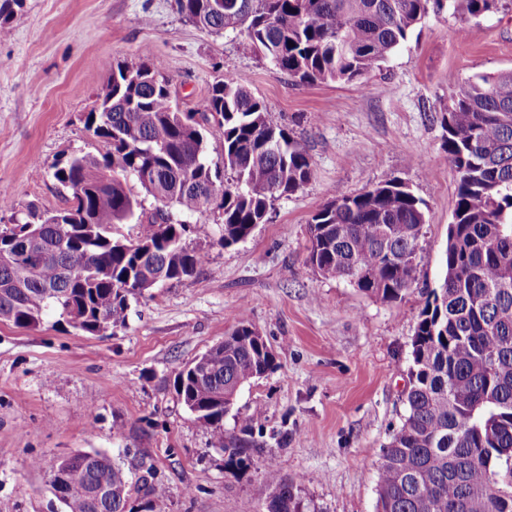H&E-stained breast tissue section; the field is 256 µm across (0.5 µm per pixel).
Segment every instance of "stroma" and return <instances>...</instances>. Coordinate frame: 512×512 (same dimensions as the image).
Returning <instances> with one entry per match:
<instances>
[{
  "mask_svg": "<svg viewBox=\"0 0 512 512\" xmlns=\"http://www.w3.org/2000/svg\"><path fill=\"white\" fill-rule=\"evenodd\" d=\"M458 27L429 16L366 78L299 85L235 33L186 22L176 0H21L0 38V188L15 210L68 206L50 171L96 151L84 117L117 63L145 52L185 112L203 111L217 81L245 78L316 166L232 246L221 210L196 213L209 234L188 244L203 263L130 299L112 335L78 333L52 313L35 329L0 321V512H61L49 473L76 451L145 455L168 488L164 512H266L262 465L229 473L173 388L242 311L276 367L240 388L225 431L250 416L254 435H285L264 452L313 512H376L382 450L406 416L411 340L426 292L440 284L455 205L441 112L468 77L512 70V8L481 19L474 36ZM393 180L428 211L415 279L387 302L321 276L308 261V225L333 197Z\"/></svg>",
  "mask_w": 512,
  "mask_h": 512,
  "instance_id": "35a3bbf8",
  "label": "stroma"
}]
</instances>
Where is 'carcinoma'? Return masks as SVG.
<instances>
[{"label": "carcinoma", "mask_w": 512, "mask_h": 512, "mask_svg": "<svg viewBox=\"0 0 512 512\" xmlns=\"http://www.w3.org/2000/svg\"><path fill=\"white\" fill-rule=\"evenodd\" d=\"M182 17L212 34L235 32L296 82H352L382 67L426 18L446 12L461 23L496 13L502 0H177ZM442 114L445 152L457 198L444 274L426 293L412 339L407 415L383 449L377 512H512V70L478 74ZM86 129L102 144L57 162L52 176L72 191L58 211L31 206L0 229V320L36 328L55 313L82 334L125 324L129 299L193 275L204 256L189 222L215 204L224 246L247 238L271 205L305 184L315 162L282 126L269 121L246 79L215 84L202 112H181L160 61L143 55L112 70ZM224 138V170L212 166L206 132ZM137 181L155 207L141 209ZM427 204L402 182L334 197L309 224V261L328 279L395 301L417 266ZM136 220L128 239L120 225ZM276 367L266 342L239 315L204 366L186 364L175 392L227 469L249 470L261 446L252 418L235 435L224 416L238 387ZM140 476L129 482L126 471ZM266 512H309L273 462ZM49 485L63 512H161L168 497L146 457L123 468L99 452L59 458Z\"/></svg>", "instance_id": "cac0c4a2"}]
</instances>
